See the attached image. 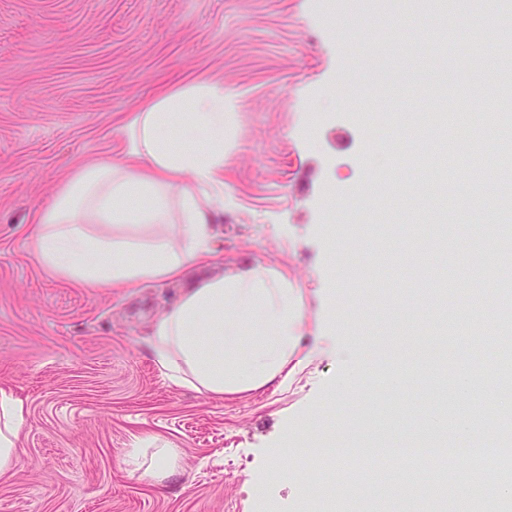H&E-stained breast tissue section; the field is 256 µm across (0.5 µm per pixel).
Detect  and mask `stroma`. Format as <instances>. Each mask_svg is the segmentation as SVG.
<instances>
[{
	"mask_svg": "<svg viewBox=\"0 0 512 512\" xmlns=\"http://www.w3.org/2000/svg\"><path fill=\"white\" fill-rule=\"evenodd\" d=\"M448 23L428 11L393 22L358 0H0V390L22 400L23 453L0 478V512H331L318 464L291 450L342 428L398 441L410 428L454 441L488 378L472 355L496 323L457 333L453 374L422 385L405 371L438 335L434 294L390 243L420 210L444 216L465 256L423 244L430 275L497 261L468 234L469 174L373 160L432 99L387 98L468 67L426 40ZM224 84L231 114L224 212L212 276L256 263L300 288L303 335L288 385L209 397L166 380L149 351L152 323L182 287L103 290L57 278L33 256V217L82 164L120 159L131 112L202 82ZM405 186L390 194L387 181ZM367 188L371 206L360 205ZM180 449L160 484L124 462L128 448Z\"/></svg>",
	"mask_w": 512,
	"mask_h": 512,
	"instance_id": "1",
	"label": "stroma"
}]
</instances>
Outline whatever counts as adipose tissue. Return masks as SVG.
<instances>
[{
	"mask_svg": "<svg viewBox=\"0 0 512 512\" xmlns=\"http://www.w3.org/2000/svg\"><path fill=\"white\" fill-rule=\"evenodd\" d=\"M224 86L209 82L132 113L126 160H100L59 185L38 218L36 261L94 288L177 281L183 294L152 325V357L174 384L221 397L287 381L299 343L300 289L258 264L199 279L223 207ZM205 138L203 153L186 145ZM22 402L0 394V477L20 462Z\"/></svg>",
	"mask_w": 512,
	"mask_h": 512,
	"instance_id": "obj_1",
	"label": "adipose tissue"
}]
</instances>
